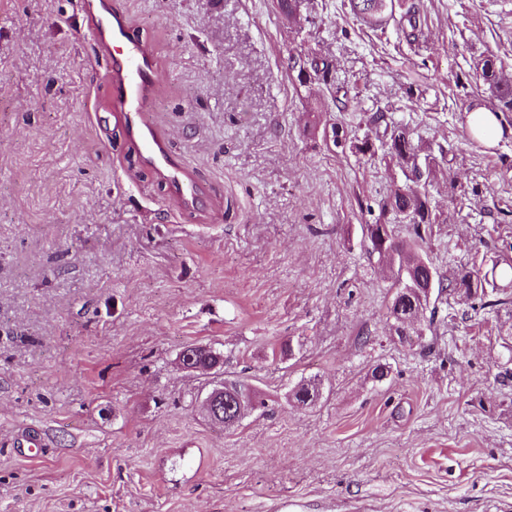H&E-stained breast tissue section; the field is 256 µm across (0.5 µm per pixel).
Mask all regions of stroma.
<instances>
[{"label": "stroma", "instance_id": "obj_1", "mask_svg": "<svg viewBox=\"0 0 512 512\" xmlns=\"http://www.w3.org/2000/svg\"><path fill=\"white\" fill-rule=\"evenodd\" d=\"M82 0H0V512H487L512 504V112L495 145L471 76H512V0H115L153 51L149 117L208 189L184 206L111 111ZM416 11L406 36L398 21ZM326 57L349 102L299 83ZM386 113L438 164L423 247L455 293L401 341L366 224L404 177L332 131ZM292 357L280 358L284 344ZM224 357L264 408L227 430L203 402ZM390 366L376 381V365ZM318 379L322 396L291 390ZM350 5L355 15L375 20L389 8L388 0H350ZM498 63L500 64L499 68ZM474 69L476 78L479 77L482 80L490 95L499 104L497 107H492L491 112L484 110L472 112L469 117V129L482 142L492 145L501 135V128L496 115H498L499 110L510 112L512 110V80L502 77L500 72L501 61L492 54L480 59L474 65Z\"/></svg>", "mask_w": 512, "mask_h": 512}]
</instances>
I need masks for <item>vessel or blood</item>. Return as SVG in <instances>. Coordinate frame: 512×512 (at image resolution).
Here are the masks:
<instances>
[{
    "mask_svg": "<svg viewBox=\"0 0 512 512\" xmlns=\"http://www.w3.org/2000/svg\"><path fill=\"white\" fill-rule=\"evenodd\" d=\"M85 8L92 19L93 38L112 56V104L124 115L127 136L140 143L144 161L161 171L180 198L193 202L200 193L197 182L170 153L166 140L148 116V106L160 87L150 50L121 9L112 5L97 7L95 0H86Z\"/></svg>",
    "mask_w": 512,
    "mask_h": 512,
    "instance_id": "obj_1",
    "label": "vessel or blood"
}]
</instances>
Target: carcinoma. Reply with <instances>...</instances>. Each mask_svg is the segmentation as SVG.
I'll return each mask as SVG.
<instances>
[{"label":"carcinoma","mask_w":512,"mask_h":512,"mask_svg":"<svg viewBox=\"0 0 512 512\" xmlns=\"http://www.w3.org/2000/svg\"><path fill=\"white\" fill-rule=\"evenodd\" d=\"M351 10L363 18L379 19L389 8L388 0H350ZM500 60L494 55L480 59L475 65V75L487 86L490 95L498 102L491 112L512 110V80L502 77ZM287 67L299 68L309 80L319 81L334 87L333 72L335 66L326 58L304 60L291 55ZM369 122L384 125L383 135L389 153L405 165V177L412 185L398 188L383 201L382 208L392 212L401 224L412 226L417 238H422V225L434 223L432 213L424 194L416 185L425 183L432 175L429 163L419 164L418 147L414 145L409 133L391 125L385 114L378 112L369 117ZM363 234L370 242L372 250L385 254L391 272L392 287L395 288L392 300L387 307L388 318L393 320L394 330L404 340L415 333V325L423 316L429 303L430 295L420 288V278L427 277L428 260L419 244L407 243L399 239L392 224H367ZM320 395L319 384L303 381L293 390L294 399L301 405H313Z\"/></svg>","instance_id":"cac0c4a2"}]
</instances>
